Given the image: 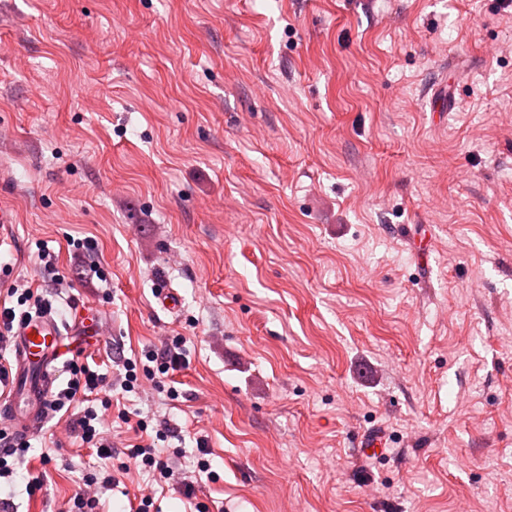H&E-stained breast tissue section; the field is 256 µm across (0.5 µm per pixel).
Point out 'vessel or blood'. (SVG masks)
I'll list each match as a JSON object with an SVG mask.
<instances>
[{
	"label": "vessel or blood",
	"mask_w": 512,
	"mask_h": 512,
	"mask_svg": "<svg viewBox=\"0 0 512 512\" xmlns=\"http://www.w3.org/2000/svg\"><path fill=\"white\" fill-rule=\"evenodd\" d=\"M99 318L96 308L69 322L47 309L20 321L13 332L12 385L0 400V426L25 439L41 430L49 417L63 345L83 349Z\"/></svg>",
	"instance_id": "vessel-or-blood-1"
}]
</instances>
